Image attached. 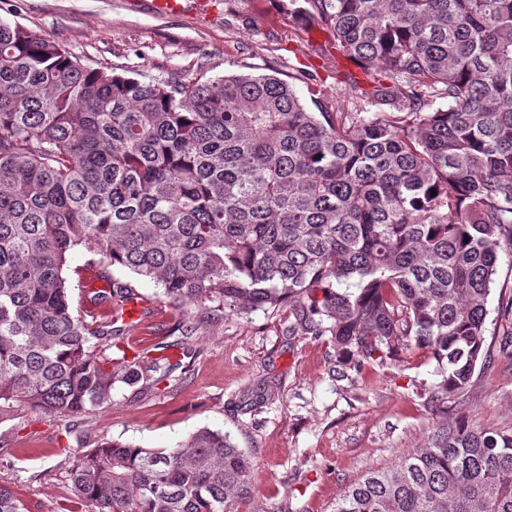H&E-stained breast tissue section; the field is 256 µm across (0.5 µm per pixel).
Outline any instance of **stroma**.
I'll use <instances>...</instances> for the list:
<instances>
[{"mask_svg": "<svg viewBox=\"0 0 512 512\" xmlns=\"http://www.w3.org/2000/svg\"><path fill=\"white\" fill-rule=\"evenodd\" d=\"M164 14L151 0H0V19L63 44L84 64L148 81L187 82L229 73L308 78L344 91L357 66L336 54L318 23L289 24L277 0H181ZM93 253L72 254L68 277L75 310L94 321L107 305L86 302ZM146 302L148 313L124 337L132 351L176 360L182 311L154 283L114 270ZM512 252H501L488 300L484 351L471 386L449 398V417L512 428ZM289 306L227 313L209 308L190 343L186 370L144 390L124 385L93 414L54 419L26 407L0 423V483L29 512H86L73 495L68 467L84 452L80 432L142 448H174L202 428L230 435L252 459V512H333L343 489L420 448L440 414L423 390L436 363L422 351L339 365L329 337L296 329Z\"/></svg>", "mask_w": 512, "mask_h": 512, "instance_id": "35a3bbf8", "label": "stroma"}]
</instances>
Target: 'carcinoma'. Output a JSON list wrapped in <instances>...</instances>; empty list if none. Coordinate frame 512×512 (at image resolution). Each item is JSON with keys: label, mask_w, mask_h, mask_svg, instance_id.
<instances>
[{"label": "carcinoma", "mask_w": 512, "mask_h": 512, "mask_svg": "<svg viewBox=\"0 0 512 512\" xmlns=\"http://www.w3.org/2000/svg\"><path fill=\"white\" fill-rule=\"evenodd\" d=\"M373 80L309 100L275 75L188 83L92 68L0 19V420L102 411L115 385L181 365L128 356L112 320L74 311L70 256L113 305L110 269L184 310L287 302L355 366L422 350L439 408L484 356L499 253L512 250V0H279ZM446 106L422 111L426 98ZM316 111H311L307 103ZM436 195H431V191ZM251 459L203 428L170 449L102 440L70 467L91 512H246ZM0 512H27L0 484ZM334 512H512V430L443 420L424 447L349 485Z\"/></svg>", "instance_id": "cac0c4a2"}]
</instances>
